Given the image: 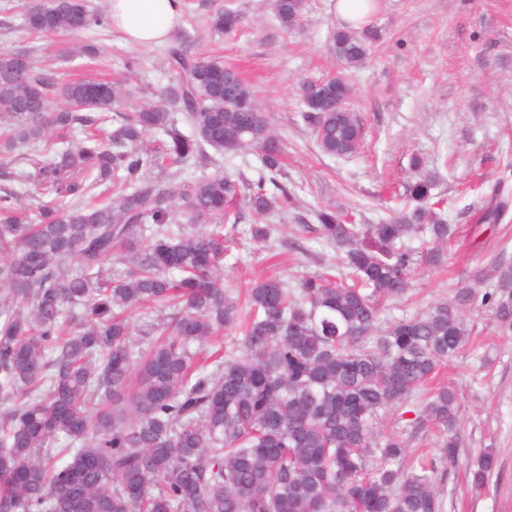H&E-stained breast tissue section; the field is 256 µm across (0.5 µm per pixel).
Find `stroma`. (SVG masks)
Wrapping results in <instances>:
<instances>
[{
	"instance_id": "1",
	"label": "stroma",
	"mask_w": 512,
	"mask_h": 512,
	"mask_svg": "<svg viewBox=\"0 0 512 512\" xmlns=\"http://www.w3.org/2000/svg\"><path fill=\"white\" fill-rule=\"evenodd\" d=\"M33 0H0V46H29L41 69L60 74L130 78L139 104L156 102L174 79L164 45L134 46L112 29L36 38L22 27ZM229 5L243 15L238 31H210L208 18ZM336 0H304L299 22L284 30L270 0H183L177 34L193 38L195 55L223 58L253 88L285 150L294 202L273 217L274 240L261 243L246 213L224 261V285L240 289L275 275L297 287L322 272L335 251L301 232L317 210L335 208L347 221L376 224L388 218L410 183L432 174L442 214L458 228L442 266H421L406 299L389 303L383 320L411 316L472 284L475 270L500 251L512 256V206L499 224L473 226L492 196L512 202V0H376L364 26L372 56L350 70L347 106L364 129L358 154L322 153L301 117L294 89L301 78L339 72L326 52L342 27ZM77 43L96 47L95 58L71 57ZM138 57L127 72L125 61ZM472 340L438 375L460 398L459 463L445 482L446 512H512V336L487 314L467 319ZM498 467L487 485L474 487L467 470L483 448Z\"/></svg>"
}]
</instances>
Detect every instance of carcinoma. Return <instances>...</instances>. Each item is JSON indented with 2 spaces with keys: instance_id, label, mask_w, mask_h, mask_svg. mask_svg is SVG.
<instances>
[{
  "instance_id": "1",
  "label": "carcinoma",
  "mask_w": 512,
  "mask_h": 512,
  "mask_svg": "<svg viewBox=\"0 0 512 512\" xmlns=\"http://www.w3.org/2000/svg\"><path fill=\"white\" fill-rule=\"evenodd\" d=\"M303 6L270 3L285 28ZM240 23L223 7L209 17L215 32ZM110 25L89 0H44L23 21L36 35ZM327 49L358 68L370 36L338 29ZM165 57L175 81L138 105L123 79L64 80L36 69L29 47L0 48V512H445L460 405L430 382L467 345V313L485 308L512 332V258L476 272L492 283L483 293L465 286L381 323L421 260L441 265L457 237L430 204L428 176L409 185L418 207L382 224L317 211L338 276L224 288V225L242 220L234 201L265 218L292 199L283 150L243 78L224 94L223 61L181 41ZM328 86L332 101L353 93L339 76L304 79L296 95L322 152L348 157L362 127L323 103ZM150 134L163 139L149 147ZM209 148L255 151L257 178L214 173L171 187V167ZM13 183L32 186L30 213ZM505 209L490 204L477 224ZM411 237L431 244L425 258L403 246ZM117 257L128 274H104ZM228 328L242 338L209 356ZM406 402L414 418L378 435L382 415ZM428 427L440 455L404 468V434ZM495 464L482 449L471 483L484 485Z\"/></svg>"
}]
</instances>
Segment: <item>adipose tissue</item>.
Here are the masks:
<instances>
[{
    "mask_svg": "<svg viewBox=\"0 0 512 512\" xmlns=\"http://www.w3.org/2000/svg\"><path fill=\"white\" fill-rule=\"evenodd\" d=\"M112 27L132 45L166 41L179 23L181 0H109Z\"/></svg>",
    "mask_w": 512,
    "mask_h": 512,
    "instance_id": "adipose-tissue-1",
    "label": "adipose tissue"
}]
</instances>
